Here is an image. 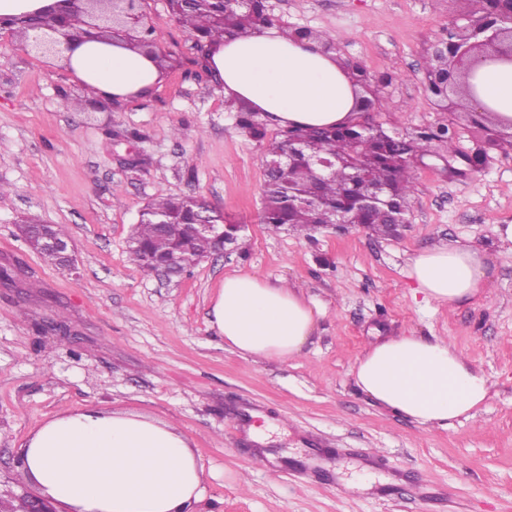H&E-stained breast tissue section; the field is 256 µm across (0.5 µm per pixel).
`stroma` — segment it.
Here are the masks:
<instances>
[{
	"label": "stroma",
	"mask_w": 512,
	"mask_h": 512,
	"mask_svg": "<svg viewBox=\"0 0 512 512\" xmlns=\"http://www.w3.org/2000/svg\"><path fill=\"white\" fill-rule=\"evenodd\" d=\"M277 28L335 36L339 57L385 73L374 122L402 132L454 122L469 150L483 134L464 108L426 89L428 46L464 24L477 0H267ZM164 56L150 94L74 108L65 66L0 31V499L35 493L15 459L44 422L94 407L174 424L204 474L194 512H512V154L451 180L417 168L400 235L360 226L304 235L261 221L262 145L236 126L222 83L204 72L167 0H140ZM142 154L143 165H124ZM160 195L202 196L243 230L223 258L168 280L128 259L138 215ZM28 215L63 225L76 272L44 263L20 237ZM461 241L486 255L485 297L425 305L409 258ZM301 290L321 311L302 355L256 360L227 349L209 323L225 277ZM65 313L74 334L48 330ZM453 343L491 387L474 417L418 426L354 384L372 342L405 335Z\"/></svg>",
	"instance_id": "obj_1"
}]
</instances>
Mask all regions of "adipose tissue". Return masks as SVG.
I'll return each mask as SVG.
<instances>
[{
	"mask_svg": "<svg viewBox=\"0 0 512 512\" xmlns=\"http://www.w3.org/2000/svg\"><path fill=\"white\" fill-rule=\"evenodd\" d=\"M209 67L225 98L248 101L271 125L331 127L353 119L354 91L335 54L294 42L277 30L216 41ZM67 68L93 99L119 102L163 80L152 56L122 37L76 42ZM473 107L493 109L512 127V62L482 64ZM407 275L424 301L438 305L485 295L487 263L468 244H437L414 254ZM211 324L232 351L260 359L298 357L316 316L295 289L244 274L225 278L211 306ZM357 387L376 404L422 427L450 426L486 404L490 386L442 339L399 336L367 348L357 359ZM20 471L69 512H192L203 471L173 425L138 416L77 410L45 422L26 441Z\"/></svg>",
	"mask_w": 512,
	"mask_h": 512,
	"instance_id": "adipose-tissue-1",
	"label": "adipose tissue"
}]
</instances>
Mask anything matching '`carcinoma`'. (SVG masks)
<instances>
[{"mask_svg":"<svg viewBox=\"0 0 512 512\" xmlns=\"http://www.w3.org/2000/svg\"><path fill=\"white\" fill-rule=\"evenodd\" d=\"M169 2L175 20L202 42L212 43L226 35L249 36L273 25L266 0ZM282 33L293 39H312L320 46L336 43V39L309 28L284 29ZM342 68L353 86L368 85L366 70L360 63L345 60ZM447 70V57L427 54L426 87L441 108L447 104L448 88L441 83V79L447 78ZM379 108V93L370 90L366 95L356 96L357 116L349 123L280 130V137L268 142L263 158L262 223L275 230L289 225L306 232L313 225L336 224L343 217L378 235H387L391 217L410 210L416 191L415 160L430 155L434 144L443 146L444 170L451 177H464L487 161L488 153L481 147L472 155L460 150L446 124L411 134L387 131L367 116ZM236 121L250 139L260 143L266 140L267 123L258 119V113L249 106H238ZM291 139L298 141L301 154L282 167L276 166L278 155L288 150ZM336 157L342 162L322 177L310 164L317 158ZM369 185L384 188V203L372 209L364 204ZM199 210L198 204H184L177 197L153 200L143 209L134 227L128 246L129 259L141 267L150 256L175 259L186 270L194 267L199 258L210 252V240L196 239L191 252L185 254L176 250V241L184 236L187 225L194 222Z\"/></svg>","mask_w":512,"mask_h":512,"instance_id":"cac0c4a2","label":"carcinoma"}]
</instances>
